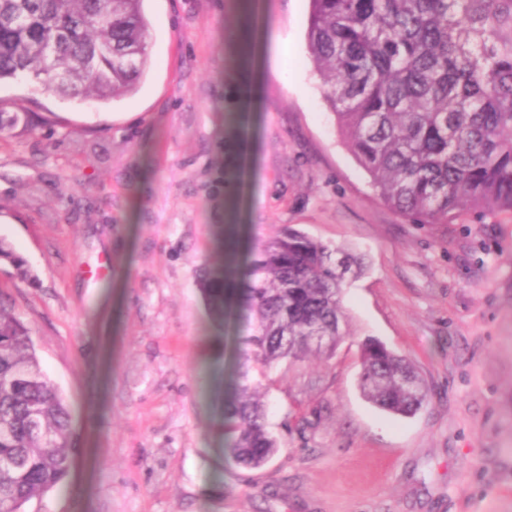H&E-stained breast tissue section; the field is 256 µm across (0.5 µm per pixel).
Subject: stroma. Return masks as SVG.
Masks as SVG:
<instances>
[{
    "instance_id": "stroma-1",
    "label": "stroma",
    "mask_w": 512,
    "mask_h": 512,
    "mask_svg": "<svg viewBox=\"0 0 512 512\" xmlns=\"http://www.w3.org/2000/svg\"><path fill=\"white\" fill-rule=\"evenodd\" d=\"M309 0H143L149 68L111 109L0 87V296L78 454L40 512H512V212L411 224L374 194L313 72ZM251 84L243 99L240 87ZM355 248L330 353L272 369L280 447L235 462L224 404L246 328L201 294L282 228ZM407 357L414 415L357 389L361 344Z\"/></svg>"
}]
</instances>
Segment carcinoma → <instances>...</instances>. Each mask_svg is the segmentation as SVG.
<instances>
[{
    "instance_id": "1",
    "label": "carcinoma",
    "mask_w": 512,
    "mask_h": 512,
    "mask_svg": "<svg viewBox=\"0 0 512 512\" xmlns=\"http://www.w3.org/2000/svg\"><path fill=\"white\" fill-rule=\"evenodd\" d=\"M72 28L41 56L56 23ZM142 0H0V85L30 81L102 106L134 93L149 67ZM307 43L323 96L379 198L412 224L512 210V0H310ZM0 260L27 276L0 239ZM364 259L286 227L251 262L241 294L223 267L203 283L210 314L238 306L241 352L266 371L342 336L343 289ZM358 388L396 415L427 397L413 365L381 342L361 346ZM263 383L240 372L224 434L240 464L277 448ZM70 415L43 371L29 329L0 300V503L17 512L60 488L73 464Z\"/></svg>"
}]
</instances>
